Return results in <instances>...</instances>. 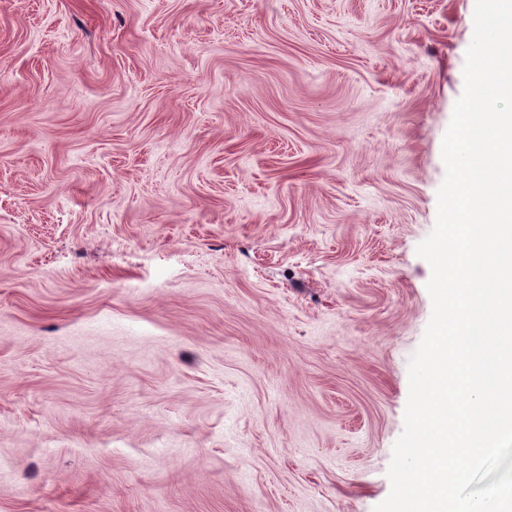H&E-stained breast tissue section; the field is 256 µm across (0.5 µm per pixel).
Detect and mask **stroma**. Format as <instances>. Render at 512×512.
Here are the masks:
<instances>
[{
    "label": "stroma",
    "mask_w": 512,
    "mask_h": 512,
    "mask_svg": "<svg viewBox=\"0 0 512 512\" xmlns=\"http://www.w3.org/2000/svg\"><path fill=\"white\" fill-rule=\"evenodd\" d=\"M475 0H0V512H373Z\"/></svg>",
    "instance_id": "35a3bbf8"
}]
</instances>
